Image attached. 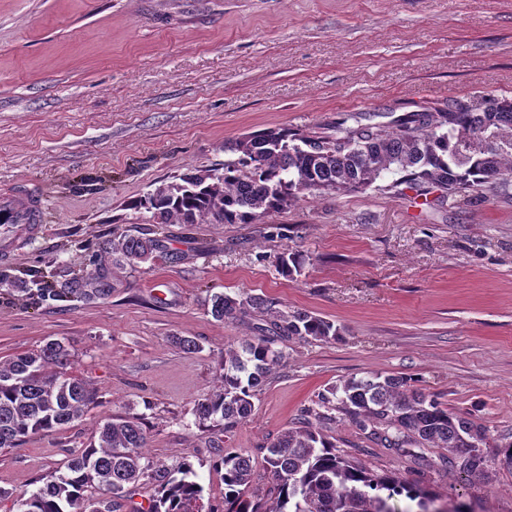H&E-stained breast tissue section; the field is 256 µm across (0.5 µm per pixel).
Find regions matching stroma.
Returning <instances> with one entry per match:
<instances>
[{
	"instance_id": "obj_1",
	"label": "stroma",
	"mask_w": 512,
	"mask_h": 512,
	"mask_svg": "<svg viewBox=\"0 0 512 512\" xmlns=\"http://www.w3.org/2000/svg\"><path fill=\"white\" fill-rule=\"evenodd\" d=\"M486 94L512 98V0H0V194L35 189L44 213L38 229L0 241V360L57 339L70 374L97 390L69 428L0 449V512H19L18 497L96 441L99 424L127 416L143 423L152 467L193 456L203 503L219 508L213 460L238 448L261 467L263 447L318 414L338 450L421 484L437 506L512 512V471L494 445L512 434L511 197L442 209L370 188L259 224L158 226L129 207L191 169L223 167L255 131ZM125 234L159 237L164 251L111 269L106 298L40 295ZM295 249L310 260L289 278L276 257ZM217 292L342 329L333 341H279L286 365L225 432L199 423L195 406L219 386L225 347L257 322L214 319ZM373 374L415 380L484 425L488 478L461 481L439 448L410 465L321 403Z\"/></svg>"
}]
</instances>
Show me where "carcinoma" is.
Masks as SVG:
<instances>
[{
    "label": "carcinoma",
    "instance_id": "obj_1",
    "mask_svg": "<svg viewBox=\"0 0 512 512\" xmlns=\"http://www.w3.org/2000/svg\"><path fill=\"white\" fill-rule=\"evenodd\" d=\"M238 161L224 172L197 169L157 186L131 203L155 224H256L308 196H340L376 183L418 197L436 191L456 206L469 192L509 194L512 188V98L486 95L465 104L430 102L386 123H361L357 113L338 112L324 127L266 129L236 142ZM154 237L124 235L107 241L100 252L121 268L155 258ZM306 255L287 252L277 258L281 274L300 272ZM60 297L95 301L110 295L105 274L88 272L60 283ZM268 316L269 328L224 349L220 389L199 401L201 421L224 428L248 419L253 397L283 366L280 339L334 340L341 328L308 311L283 310L262 296L216 293L211 314L236 322L253 314ZM71 353L59 340L0 361V449L13 448L34 435L59 431L81 419L96 399L92 384L68 374ZM343 412L373 444L409 459L424 461L423 449L442 448L447 469L466 477L487 473L483 446L486 428L455 413L408 379L378 374L350 379L329 389ZM147 434L136 417L106 420L98 442L71 455L65 471L19 500L20 512H117L127 488L150 465L144 462ZM222 473V512H394L390 502L405 498L428 512L433 502L423 488L397 473L374 474L336 450L321 427L303 420L283 429L266 448L263 470L272 500L263 504L247 495L255 479L250 457L227 448L213 461ZM157 491L147 512H202L203 487L195 463L185 457L172 469L152 473ZM95 486L96 498L85 495Z\"/></svg>",
    "mask_w": 512,
    "mask_h": 512
}]
</instances>
